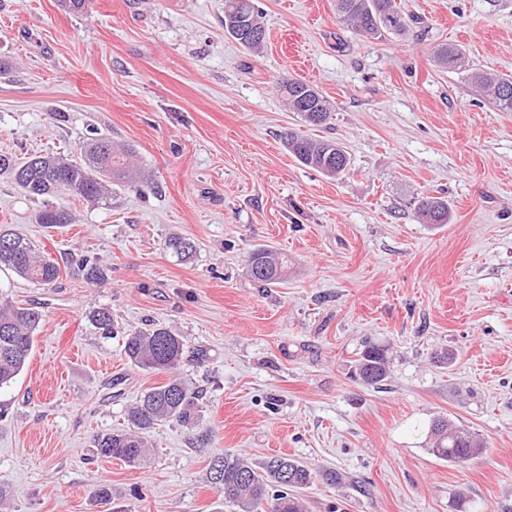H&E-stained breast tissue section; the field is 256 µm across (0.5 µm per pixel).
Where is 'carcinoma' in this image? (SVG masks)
I'll list each match as a JSON object with an SVG mask.
<instances>
[{"mask_svg":"<svg viewBox=\"0 0 512 512\" xmlns=\"http://www.w3.org/2000/svg\"><path fill=\"white\" fill-rule=\"evenodd\" d=\"M336 9L343 24L368 38H378L385 33L400 35L406 29L405 16L397 0H336ZM261 19L262 13L255 0H224V33L255 52L261 49L266 32L249 37L244 29ZM435 58L440 65L453 70L461 69L464 63L462 49L451 43L439 46ZM467 78L497 111L512 112V75L469 68ZM279 92L286 109L297 113L308 125L325 124L333 111L331 102L305 82L282 81ZM285 141L288 150L303 166L327 177L338 178L351 170L349 155L333 140L290 132ZM130 157V151L114 148L109 138L101 136L87 142L76 158L32 155L19 159L0 153V177L11 180L31 199L42 202L36 221L53 227L71 224L73 217L50 206L48 198L67 192L88 201L102 199L112 192V184L129 183L136 177ZM416 217L423 224L449 223L451 213L447 200L433 196L422 199L416 208ZM166 248L179 260L190 258L196 251L195 243L182 236L169 238ZM72 262L86 279H99L101 272L95 256L80 254ZM4 269L35 285H50L61 274L58 261L40 255L35 245L23 236L0 228V271ZM246 271L262 284L282 283L288 279V256L268 248H256L246 256ZM39 324L40 313L33 308L0 303V387L15 379L26 366ZM123 353L135 367L168 372L170 377L147 389L128 407L127 426L94 438L99 456L142 468L151 459L146 434L171 421L188 430L193 447H205L208 434L197 433L201 417L198 392L173 374L184 354L181 337L163 327L136 329L125 335ZM388 374L386 347L370 342L364 345L354 359L351 376L374 386L384 382ZM427 438L429 451L450 462L470 459L485 448L478 435L445 418L431 422ZM222 459L221 475H216L211 467L208 479L234 512H305L299 490L308 487L318 476L330 484L342 480L333 470L317 474L287 456L275 455L255 462L240 454L226 453Z\"/></svg>","mask_w":512,"mask_h":512,"instance_id":"cac0c4a2","label":"carcinoma"}]
</instances>
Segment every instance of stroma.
Masks as SVG:
<instances>
[{
  "label": "stroma",
  "mask_w": 512,
  "mask_h": 512,
  "mask_svg": "<svg viewBox=\"0 0 512 512\" xmlns=\"http://www.w3.org/2000/svg\"><path fill=\"white\" fill-rule=\"evenodd\" d=\"M266 45L224 34V0H0V152L78 155L103 135L131 147L140 180L96 202L61 192L74 223L37 224L39 202L0 178V225L61 262L38 286L0 271V297L42 319L29 364L0 387L7 512H231L208 481L214 455L285 454L343 477L302 490L308 512H512V112L440 68L454 43L473 67L512 74V0H400L406 34L366 39L336 0H256ZM311 77L334 105L312 127L274 83ZM343 144L348 177L302 166L288 129ZM451 221L418 223L421 196ZM188 237L197 252L165 247ZM258 247L288 257L286 282L246 274ZM94 254L92 283L68 254ZM108 309L113 332L90 322ZM182 336L178 373L202 393L206 447L177 423L147 436V467L97 457L93 438L162 373L131 366L127 330ZM388 347L378 386L349 369ZM453 351L452 365L436 362ZM486 446L464 462L426 447L431 421ZM112 484V503L92 484Z\"/></svg>",
  "instance_id": "35a3bbf8"
}]
</instances>
